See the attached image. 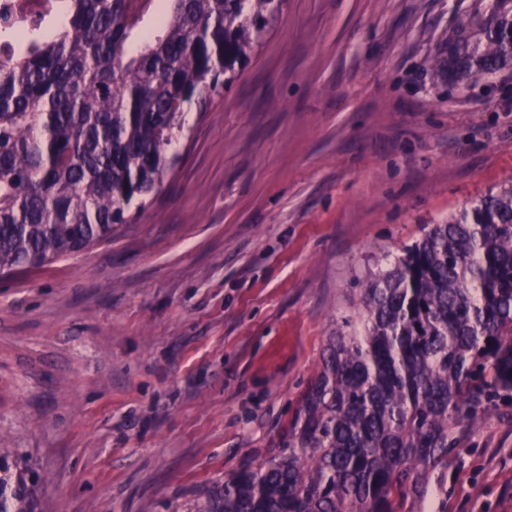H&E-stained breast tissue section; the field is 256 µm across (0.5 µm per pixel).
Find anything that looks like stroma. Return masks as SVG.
<instances>
[{"label":"stroma","instance_id":"obj_1","mask_svg":"<svg viewBox=\"0 0 512 512\" xmlns=\"http://www.w3.org/2000/svg\"><path fill=\"white\" fill-rule=\"evenodd\" d=\"M496 0H288L110 240L0 275V454L35 512H194L273 453L359 282L512 180V66L449 81ZM405 512H512V399Z\"/></svg>","mask_w":512,"mask_h":512}]
</instances>
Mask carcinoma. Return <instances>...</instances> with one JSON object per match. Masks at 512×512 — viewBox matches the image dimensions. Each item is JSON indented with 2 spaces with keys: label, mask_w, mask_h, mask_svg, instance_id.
<instances>
[{
  "label": "carcinoma",
  "mask_w": 512,
  "mask_h": 512,
  "mask_svg": "<svg viewBox=\"0 0 512 512\" xmlns=\"http://www.w3.org/2000/svg\"><path fill=\"white\" fill-rule=\"evenodd\" d=\"M53 0L0 13V272L112 238L163 183L185 112L229 86L287 0ZM485 39L448 41V79L512 65V0ZM361 332L330 337L278 452L201 512H400L448 466L451 420L512 392V184L430 224L359 288ZM0 512H34L0 474Z\"/></svg>",
  "instance_id": "obj_1"
}]
</instances>
